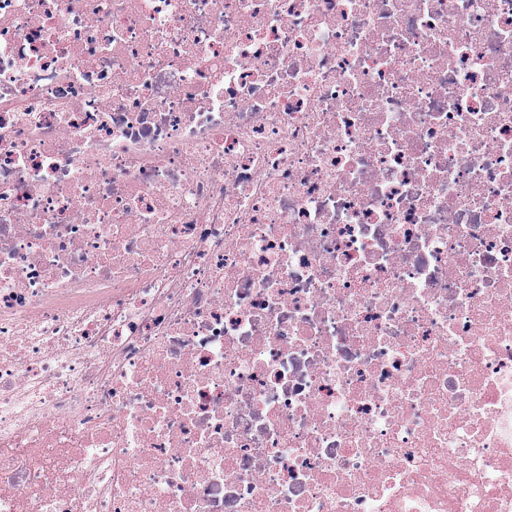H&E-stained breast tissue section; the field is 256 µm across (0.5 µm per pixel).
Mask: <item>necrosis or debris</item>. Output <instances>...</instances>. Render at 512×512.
<instances>
[{"label": "necrosis or debris", "instance_id": "4bbe7bcc", "mask_svg": "<svg viewBox=\"0 0 512 512\" xmlns=\"http://www.w3.org/2000/svg\"><path fill=\"white\" fill-rule=\"evenodd\" d=\"M0 512H512V0H0Z\"/></svg>", "mask_w": 512, "mask_h": 512}]
</instances>
